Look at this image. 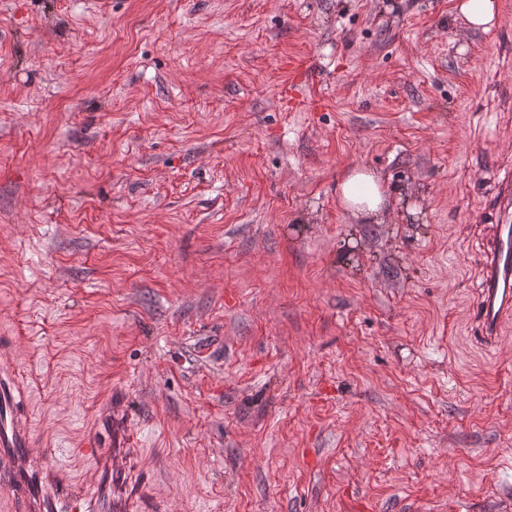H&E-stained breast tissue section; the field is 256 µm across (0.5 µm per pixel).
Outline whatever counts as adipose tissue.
I'll return each instance as SVG.
<instances>
[{"label": "adipose tissue", "mask_w": 512, "mask_h": 512, "mask_svg": "<svg viewBox=\"0 0 512 512\" xmlns=\"http://www.w3.org/2000/svg\"><path fill=\"white\" fill-rule=\"evenodd\" d=\"M336 196L340 205L355 219L377 224L386 209L389 191L375 171L356 165L337 182Z\"/></svg>", "instance_id": "1"}]
</instances>
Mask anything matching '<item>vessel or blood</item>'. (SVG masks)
I'll use <instances>...</instances> for the list:
<instances>
[{
    "label": "vessel or blood",
    "instance_id": "vessel-or-blood-1",
    "mask_svg": "<svg viewBox=\"0 0 512 512\" xmlns=\"http://www.w3.org/2000/svg\"><path fill=\"white\" fill-rule=\"evenodd\" d=\"M493 216L474 309L480 338L487 343L495 342L512 316L511 179H503L497 186ZM19 394L15 381L0 377V491L8 494L13 512H140L139 490L131 470L138 450L118 414L100 417L97 433L84 443V455L112 477L111 488L93 496L64 475L46 477L42 461L30 448Z\"/></svg>",
    "mask_w": 512,
    "mask_h": 512
}]
</instances>
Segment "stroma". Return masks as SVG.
<instances>
[{
  "label": "stroma",
  "instance_id": "obj_1",
  "mask_svg": "<svg viewBox=\"0 0 512 512\" xmlns=\"http://www.w3.org/2000/svg\"><path fill=\"white\" fill-rule=\"evenodd\" d=\"M0 0V364L32 451L120 393L169 512H512V0ZM393 204H339L352 166ZM456 17H461L472 29L490 31L498 20L497 0H459ZM340 205L363 224H378L390 196L387 185L375 171L355 165L336 184ZM494 224H490L479 270V294L474 315L478 336L485 343L498 338L512 315V180L504 178L493 197Z\"/></svg>",
  "mask_w": 512,
  "mask_h": 512
}]
</instances>
